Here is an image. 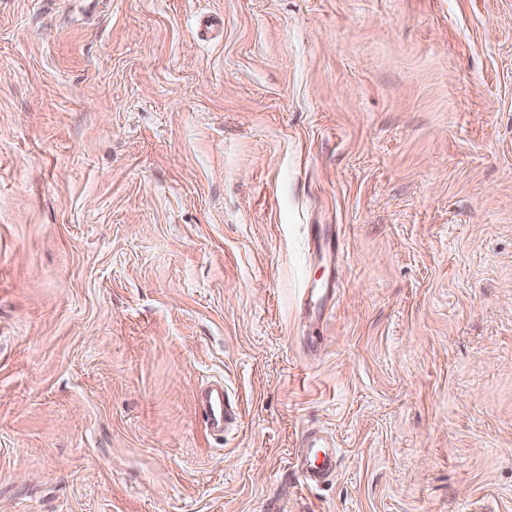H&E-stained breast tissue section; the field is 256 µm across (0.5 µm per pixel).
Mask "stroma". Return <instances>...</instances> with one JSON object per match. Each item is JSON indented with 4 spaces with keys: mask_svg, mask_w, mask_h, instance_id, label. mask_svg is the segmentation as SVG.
Masks as SVG:
<instances>
[{
    "mask_svg": "<svg viewBox=\"0 0 512 512\" xmlns=\"http://www.w3.org/2000/svg\"><path fill=\"white\" fill-rule=\"evenodd\" d=\"M0 512H512V0H0ZM198 403L206 426L214 434H223L224 426L235 418L234 406L223 383L204 387L200 391ZM303 442L307 452L299 458L297 471L303 485L319 486L327 482L336 472L337 457L334 442L315 432L308 433Z\"/></svg>",
    "mask_w": 512,
    "mask_h": 512,
    "instance_id": "35a3bbf8",
    "label": "stroma"
}]
</instances>
